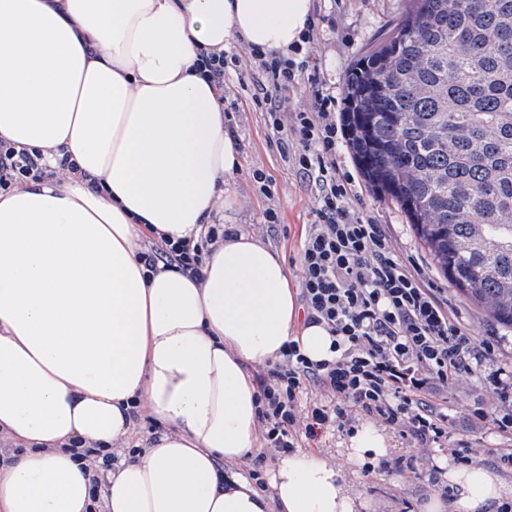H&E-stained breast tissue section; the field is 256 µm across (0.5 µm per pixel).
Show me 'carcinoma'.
<instances>
[{
	"label": "carcinoma",
	"mask_w": 512,
	"mask_h": 512,
	"mask_svg": "<svg viewBox=\"0 0 512 512\" xmlns=\"http://www.w3.org/2000/svg\"><path fill=\"white\" fill-rule=\"evenodd\" d=\"M345 90L364 178L449 286L512 331V0H408Z\"/></svg>",
	"instance_id": "carcinoma-1"
}]
</instances>
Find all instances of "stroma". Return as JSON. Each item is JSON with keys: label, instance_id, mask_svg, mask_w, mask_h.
Listing matches in <instances>:
<instances>
[{"label": "stroma", "instance_id": "1", "mask_svg": "<svg viewBox=\"0 0 512 512\" xmlns=\"http://www.w3.org/2000/svg\"><path fill=\"white\" fill-rule=\"evenodd\" d=\"M406 5L407 0H313L314 14L320 19L317 29L319 76L327 93L335 96L337 112L345 110L348 68L389 32ZM230 119L244 152L243 167L236 177L237 205L231 214L232 221L246 228L261 222L262 213L268 205L279 206L282 223L277 233L266 237L265 242L284 255L290 275H297L299 240L306 224L311 221L310 193L301 187L295 171L281 157L276 145L270 143L261 112L249 106L244 111L232 113ZM336 163L341 172L354 177L368 215L376 223L389 226L399 245L424 272L429 283L443 289L449 306L460 319L476 336L494 344L491 370L512 377V331L501 328L481 309L449 288L447 280L416 239L404 213L395 204L381 200L361 177L347 143H339ZM256 168L263 169L271 177L276 187L274 199H267L255 188L251 173ZM492 411L490 397L477 377L465 375L455 385L449 386L448 412L454 417V437L479 443L482 451L474 455V462L489 465L512 480V465L503 464L487 454L491 448L512 446V441L489 429L485 416ZM378 424V419L360 415L355 418L351 430ZM351 430H327L316 442L308 444L307 449L347 472L367 503L364 512H404L408 506L413 512H425L424 505L429 497L444 491V484L438 476L432 475L431 470L439 465L451 466L447 448L430 449L428 459L422 465L423 478L412 480L399 471L367 470L349 462L345 447Z\"/></svg>", "mask_w": 512, "mask_h": 512}]
</instances>
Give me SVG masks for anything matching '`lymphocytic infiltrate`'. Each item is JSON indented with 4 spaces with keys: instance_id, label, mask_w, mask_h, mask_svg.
Segmentation results:
<instances>
[{
    "instance_id": "f902f5d3",
    "label": "lymphocytic infiltrate",
    "mask_w": 512,
    "mask_h": 512,
    "mask_svg": "<svg viewBox=\"0 0 512 512\" xmlns=\"http://www.w3.org/2000/svg\"><path fill=\"white\" fill-rule=\"evenodd\" d=\"M315 30L308 25L297 61L253 48L203 55L194 64L215 86L224 112L239 111L245 99L262 112L269 140L311 189L312 222L298 248L300 301L306 323L323 325L339 355L312 362L297 340L285 344L258 377L260 440L268 452L285 453L364 413L408 441L409 454L395 463L409 472H416L422 451L446 443L454 460H469L477 453L473 442L452 437L434 396L479 371L495 348L462 324L389 227L355 204L349 180L336 168L346 130L336 122L334 99L318 85ZM230 70L236 82L226 81ZM72 167L65 157L49 166L40 151L0 140V192ZM224 236L223 225L212 224L193 244L149 238L138 257L152 273L176 267L196 276L210 245ZM483 381L497 402L490 424L512 436V382L493 373Z\"/></svg>"
}]
</instances>
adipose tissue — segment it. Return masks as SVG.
<instances>
[{
    "instance_id": "obj_1",
    "label": "adipose tissue",
    "mask_w": 512,
    "mask_h": 512,
    "mask_svg": "<svg viewBox=\"0 0 512 512\" xmlns=\"http://www.w3.org/2000/svg\"><path fill=\"white\" fill-rule=\"evenodd\" d=\"M312 0H0V140L69 155L66 174L0 194V512H91L75 441L109 446L145 409L165 427L106 475L105 512H360L324 458L277 457L270 489L220 468L260 446L252 369L298 326L284 257L246 231L213 245L200 280L146 275L144 234L194 241L233 210L242 148L200 54L288 56ZM99 190H91V181ZM427 512H497L512 482L449 468Z\"/></svg>"
}]
</instances>
